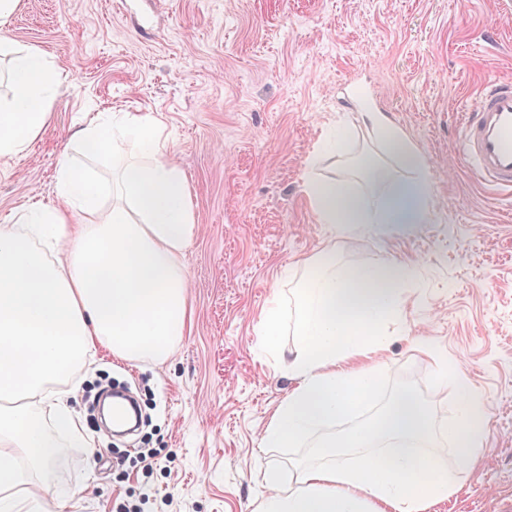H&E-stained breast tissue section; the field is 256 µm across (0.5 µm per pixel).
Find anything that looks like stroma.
I'll return each mask as SVG.
<instances>
[{
    "label": "stroma",
    "instance_id": "35a3bbf8",
    "mask_svg": "<svg viewBox=\"0 0 512 512\" xmlns=\"http://www.w3.org/2000/svg\"><path fill=\"white\" fill-rule=\"evenodd\" d=\"M0 48V98L17 51L32 48L62 74L50 118L20 156L0 158V225L24 205L56 201L62 155L91 177L112 161L71 145L74 129L106 112L158 117L186 174L197 230L181 264L189 330L162 363L99 349L73 405L104 381L129 387L146 417L128 438L86 421L94 448L62 444L41 481L44 512H259L262 469L287 487L314 463L315 438L265 448L261 437L295 381L285 327L279 352L260 320L274 294L307 277L302 259L336 250L337 267L393 257L413 268L405 320L381 352L384 407L411 388L435 421L433 451L456 476L425 512H512V194L496 193L461 162L460 122L488 78L512 79V0H20ZM385 112L413 141L434 192L428 223L386 235L333 237L303 191L321 129L352 132L321 177H354L362 152L390 151L360 120ZM460 369L487 399L478 465L459 470L444 431L453 393L435 370ZM151 448L143 472L135 449Z\"/></svg>",
    "mask_w": 512,
    "mask_h": 512
}]
</instances>
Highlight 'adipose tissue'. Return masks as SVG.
I'll list each match as a JSON object with an SVG mask.
<instances>
[{"mask_svg": "<svg viewBox=\"0 0 512 512\" xmlns=\"http://www.w3.org/2000/svg\"><path fill=\"white\" fill-rule=\"evenodd\" d=\"M9 77L12 96L0 100V157L21 154L42 131L49 118L44 92L60 81L31 49L16 54ZM362 119L378 140L394 145L400 166L423 168L419 149L385 113L367 107ZM128 138L139 153L119 164L109 207L100 203V186L66 158L55 204L28 207L0 226V512H39L42 495L53 489L33 476L54 460L61 438L94 445L67 394L49 391V383L99 348L127 361H165L185 334L180 255L196 226L163 123L125 112L72 133L73 142L99 155L118 151ZM361 167L379 190L375 202L348 180L306 178L305 193L333 234L428 222L433 189L426 176L396 179L374 157ZM77 215L82 223H74ZM308 265L312 274L293 291L291 305L273 297L261 318L271 350L279 348L285 318H292L295 336L288 371L296 384L270 417L262 436L268 448L287 447L367 407L379 389L378 371L367 360L384 350L391 325L404 318L408 266L384 258L340 270L328 250ZM438 375L458 398L448 438L460 462L474 467L487 398L456 368L440 366ZM432 435L429 410L399 392L371 421L318 441L317 461L298 473L297 490L284 491L281 470L265 468L260 512H420L453 488L438 455L422 448Z\"/></svg>", "mask_w": 512, "mask_h": 512, "instance_id": "adipose-tissue-1", "label": "adipose tissue"}]
</instances>
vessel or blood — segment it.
<instances>
[{
  "instance_id": "b4317fda",
  "label": "vessel or blood",
  "mask_w": 512,
  "mask_h": 512,
  "mask_svg": "<svg viewBox=\"0 0 512 512\" xmlns=\"http://www.w3.org/2000/svg\"><path fill=\"white\" fill-rule=\"evenodd\" d=\"M459 154L489 186L512 190V81L489 79L459 136Z\"/></svg>"
}]
</instances>
